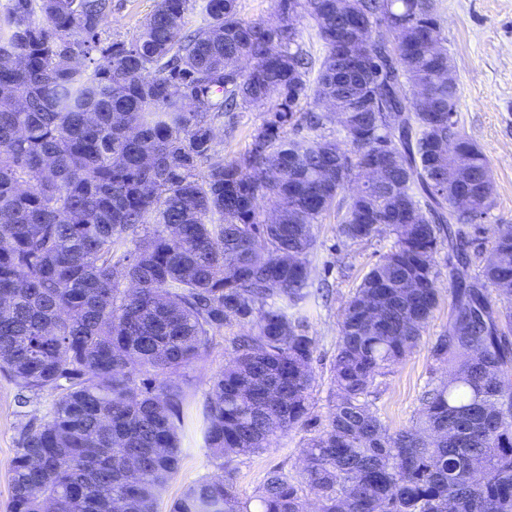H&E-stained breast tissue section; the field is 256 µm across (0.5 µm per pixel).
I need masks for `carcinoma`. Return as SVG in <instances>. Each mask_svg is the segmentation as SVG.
<instances>
[{
    "mask_svg": "<svg viewBox=\"0 0 512 512\" xmlns=\"http://www.w3.org/2000/svg\"><path fill=\"white\" fill-rule=\"evenodd\" d=\"M195 2L156 0L128 40L102 38L112 0L0 4V371L21 407L56 393L14 458L10 512H158L188 418L173 376L234 322L252 333L233 338L202 413L225 476L188 485L170 512H252L232 464L313 423L309 256L332 212L346 242H393L344 306L336 403L299 471L269 472L257 512H306L309 493L318 512H512V225L471 255L493 191L457 129L433 0H274L269 20L202 0L206 23L187 34ZM301 12L323 42L315 75ZM356 40L365 64L341 73ZM327 99L348 113L341 140L320 134L336 120ZM251 107L268 118L250 147L214 159V121ZM460 148L470 212L448 182ZM376 164L395 187L341 201ZM267 199L278 224L261 218ZM445 242L453 301L431 355L449 378L426 382L392 432L376 381L427 330Z\"/></svg>",
    "mask_w": 512,
    "mask_h": 512,
    "instance_id": "cac0c4a2",
    "label": "carcinoma"
}]
</instances>
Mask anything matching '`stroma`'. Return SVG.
<instances>
[{
    "instance_id": "stroma-1",
    "label": "stroma",
    "mask_w": 512,
    "mask_h": 512,
    "mask_svg": "<svg viewBox=\"0 0 512 512\" xmlns=\"http://www.w3.org/2000/svg\"><path fill=\"white\" fill-rule=\"evenodd\" d=\"M154 6L155 0H112V13L103 25L104 36L130 39ZM435 10L458 87V128L486 157L494 184L492 207L478 222L477 245L485 251L490 247L492 225H512V0H435ZM263 119V112L256 109L227 114L216 121L215 148L219 156L231 158L248 149L250 135ZM315 233L310 277L314 283L329 286L327 299L319 301L310 314V334L316 339L311 412L321 420L332 405L330 367L336 355L341 307L364 274L389 249L391 239L383 235L359 245L343 243L331 216L316 226ZM439 287L440 303L419 347L381 379L376 405L382 420L394 430L408 425L418 412L425 383L445 377L448 371L447 365L431 357L433 344L448 327L452 301L447 279H440ZM249 332V326L242 324L214 331L207 349L181 371L178 380L193 417H200L214 376L232 357L233 337ZM17 394L15 382L0 372V512H9L12 460L22 429L28 423L39 422L55 398L53 392L43 391L21 408ZM310 435V429H294L277 437L271 448L239 459L232 477L238 497L253 500L274 468L294 471ZM183 448L178 472L159 498V512H169L186 485L220 472L201 432L189 434Z\"/></svg>"
}]
</instances>
